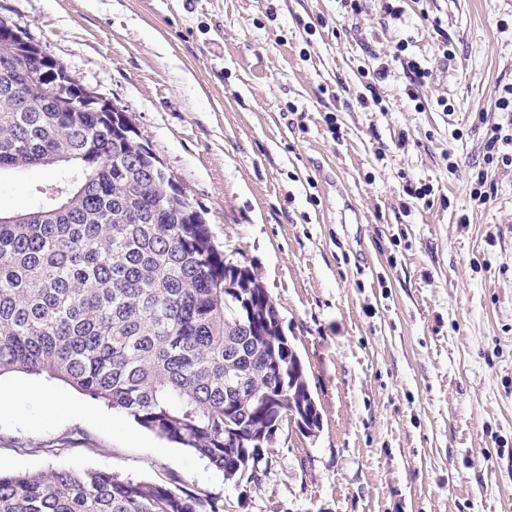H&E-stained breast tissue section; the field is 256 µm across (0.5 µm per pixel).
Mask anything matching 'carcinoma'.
<instances>
[{
    "instance_id": "carcinoma-1",
    "label": "carcinoma",
    "mask_w": 512,
    "mask_h": 512,
    "mask_svg": "<svg viewBox=\"0 0 512 512\" xmlns=\"http://www.w3.org/2000/svg\"><path fill=\"white\" fill-rule=\"evenodd\" d=\"M0 43V176L57 167L35 205L0 214V377L47 375L259 486L293 420L320 413L306 369L253 269L208 224L140 134L85 112L65 75L41 111ZM0 512H224V497L103 470L0 473Z\"/></svg>"
}]
</instances>
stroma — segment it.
Here are the masks:
<instances>
[{"mask_svg": "<svg viewBox=\"0 0 512 512\" xmlns=\"http://www.w3.org/2000/svg\"><path fill=\"white\" fill-rule=\"evenodd\" d=\"M0 0V19L122 109L258 273L320 412L259 488L58 381L16 373L0 470L96 468L226 512H512V168L485 143L512 0ZM407 41L428 76L366 72ZM485 174L490 198L473 197ZM51 172L0 181L26 209Z\"/></svg>", "mask_w": 512, "mask_h": 512, "instance_id": "1", "label": "stroma"}]
</instances>
